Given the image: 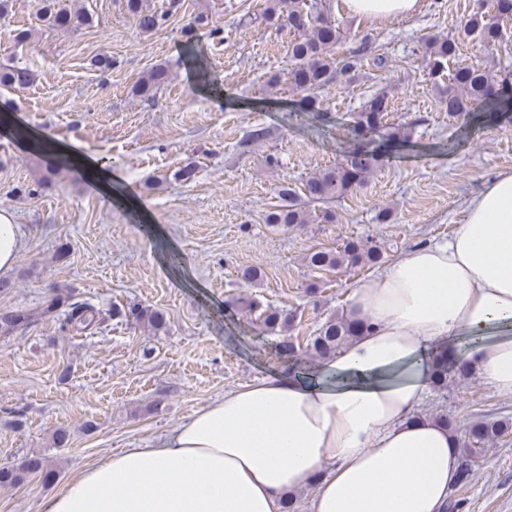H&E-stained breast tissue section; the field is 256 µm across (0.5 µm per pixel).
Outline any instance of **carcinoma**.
<instances>
[{
	"instance_id": "carcinoma-1",
	"label": "carcinoma",
	"mask_w": 512,
	"mask_h": 512,
	"mask_svg": "<svg viewBox=\"0 0 512 512\" xmlns=\"http://www.w3.org/2000/svg\"><path fill=\"white\" fill-rule=\"evenodd\" d=\"M40 19L51 29L78 28L90 24L91 17L76 9L68 0H37ZM127 10L135 18L138 28L144 33L162 29L170 18L182 7L181 0H170L162 12L144 5L143 0H126ZM271 19L278 27L293 33L288 46L290 68L286 75L275 74L268 83L274 87L286 83L303 93L305 111L316 114L317 101L313 93L327 85L353 82L362 67L369 45L364 43L357 50L335 57L332 51L344 38L336 20L323 10L317 9L313 0H272L267 8ZM512 20V0H477L476 8L470 14L463 35L475 37L486 43L500 39L504 22ZM458 39L431 37L425 42V54L434 84L439 88L448 114L462 115L469 112H506L512 110V98L490 97L496 89V80L479 65H463L448 70V62L457 52ZM33 78V71L26 64L5 63L0 65V86L7 88L24 87ZM169 69L159 64L152 67L134 86L133 92L145 101L154 99L157 90L170 81ZM390 112L389 93L379 91L366 100L355 112L350 128L357 136H375L388 128L386 117ZM413 146L408 132L397 130L383 141L366 145L357 141L343 162L325 168L308 179L299 191L283 184L278 189V202L265 214L264 221L271 227L286 230L297 224H334L336 212L331 204L355 186L362 184L373 170L383 165L385 158ZM382 258V250L369 241L348 240L340 249H317L307 257V264L313 270L330 271L340 267L375 265ZM233 306L244 313L255 316V321L270 335L281 336L277 343L279 353L288 357L297 345L285 336L292 326L293 316L263 302L255 295L235 300ZM64 309L61 329L86 331L101 327L105 317L91 304L74 299L61 292L52 293L37 312L22 310L0 313V335L10 336L31 327L39 319ZM110 318L134 322H146L160 330L166 324L163 312L149 307L132 305L114 306ZM363 329L362 323L346 315L330 317L308 337L306 349L319 359H329L347 346ZM434 384L439 389L448 387V358L440 356L432 367ZM512 427V422L502 420H472L465 429V459L461 462L457 485L470 483L473 470L471 457L481 447L495 440ZM39 476L45 483L54 482L58 473L50 468L45 458L32 455L17 464L0 465V487H15L31 476Z\"/></svg>"
}]
</instances>
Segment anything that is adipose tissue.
<instances>
[{
    "label": "adipose tissue",
    "instance_id": "adipose-tissue-1",
    "mask_svg": "<svg viewBox=\"0 0 512 512\" xmlns=\"http://www.w3.org/2000/svg\"><path fill=\"white\" fill-rule=\"evenodd\" d=\"M367 329L307 376L280 369L225 392L146 448H127L48 498L43 512H443L460 443L419 417L432 347L465 337L467 365L512 394V170L423 244L358 286Z\"/></svg>",
    "mask_w": 512,
    "mask_h": 512
}]
</instances>
